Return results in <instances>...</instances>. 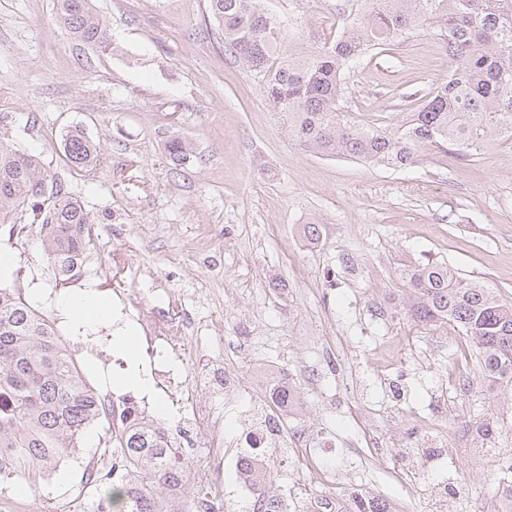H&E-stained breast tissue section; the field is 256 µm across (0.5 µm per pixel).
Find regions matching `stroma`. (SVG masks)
<instances>
[{
	"label": "stroma",
	"mask_w": 512,
	"mask_h": 512,
	"mask_svg": "<svg viewBox=\"0 0 512 512\" xmlns=\"http://www.w3.org/2000/svg\"><path fill=\"white\" fill-rule=\"evenodd\" d=\"M91 5L112 50L73 39L57 0H0V141L41 155L93 218L75 285L56 278L39 227L15 236L0 224V252L15 260L0 287H23L100 397L134 398L173 437L188 491L163 506L196 512L207 491L208 443L193 429L201 411L224 424V497L246 505L234 467L269 405L253 371L271 364L302 396L267 443L282 471L277 494L355 490L398 512H491L496 460L512 455V386L488 391L472 343L404 314L401 271L443 262L512 300V142L400 170L327 157L289 140L262 77L225 50L207 0ZM263 5L297 22L304 52L335 40L337 15L356 2ZM452 66L437 27L425 28L347 73L344 109L400 121ZM74 126L98 144L99 162L67 166ZM174 137L193 148L179 165L167 151ZM87 288L112 318L79 332L54 303ZM146 320L177 324V356H152ZM128 327L143 370L168 371L164 386L119 387L128 358L112 338ZM487 422L498 433H478ZM89 433L55 469L0 480V512L18 486L32 489L25 512H98L83 465L112 443L102 426Z\"/></svg>",
	"instance_id": "stroma-1"
}]
</instances>
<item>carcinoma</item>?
<instances>
[{
	"instance_id": "1",
	"label": "carcinoma",
	"mask_w": 512,
	"mask_h": 512,
	"mask_svg": "<svg viewBox=\"0 0 512 512\" xmlns=\"http://www.w3.org/2000/svg\"><path fill=\"white\" fill-rule=\"evenodd\" d=\"M263 0H208L224 34V47L265 80L267 98L285 117L288 137L329 156H349L378 167L402 169L426 159L442 163L452 152L475 157L512 142V0H365L344 17L329 46L306 55L285 50L292 31L268 13ZM58 18L76 40L112 49L106 23L89 0H58ZM427 25L442 31L454 69L424 95L409 117L395 123L361 121L341 109L344 72L372 52ZM172 161L189 157L190 143L167 142ZM65 157L80 168L98 161L97 144L81 130L67 135ZM42 159L0 142V221L28 211L40 225L48 260L64 280L82 266L91 239L89 212L61 182L49 195ZM413 322L451 326L476 350L479 376L488 384L512 383V302L486 284L466 279L445 263L405 270ZM112 425V447L122 473L106 499L118 512H164L158 488L184 486L185 463L166 429L127 399L106 409L67 353L59 332L24 298L22 288L0 289V457L14 472L50 469L96 423ZM240 469L255 476L248 512H289L268 487L280 479L254 454ZM342 512H388L384 502L353 492Z\"/></svg>"
}]
</instances>
